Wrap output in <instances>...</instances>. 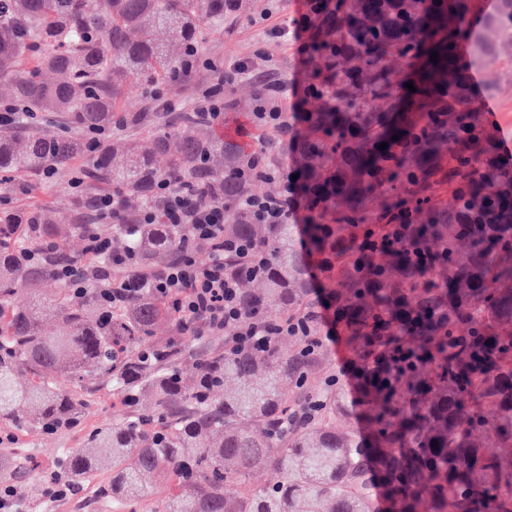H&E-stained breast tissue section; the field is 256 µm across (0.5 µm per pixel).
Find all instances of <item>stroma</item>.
<instances>
[{
	"instance_id": "1",
	"label": "stroma",
	"mask_w": 512,
	"mask_h": 512,
	"mask_svg": "<svg viewBox=\"0 0 512 512\" xmlns=\"http://www.w3.org/2000/svg\"><path fill=\"white\" fill-rule=\"evenodd\" d=\"M504 0H471L467 15V25L472 33L470 40L459 42L457 54L471 60L470 73L475 79L473 93L477 103L488 104L484 119L495 129L496 135L512 134V54L496 52L494 55L479 57L477 45L481 42L496 41L497 36L490 24L498 16ZM266 6V0H239L238 18L234 23L220 19L207 18L200 24V53L215 63H227L241 58H252L265 51L268 61L262 62V69L273 68L285 80H294L299 70V43L293 42L285 47L266 43L255 28L248 24L250 16L258 14ZM160 91L171 98L177 108L172 116L157 115L155 123L161 127L182 125V113L191 111L192 101L182 81L167 79L155 84L140 80H131L123 90L122 99L125 111H144L147 97L151 91ZM255 87L248 82H238L226 87L224 99L226 110L224 121L218 131L225 141L234 142L245 149H255L266 137L264 131L255 129L249 115L253 108ZM88 165L87 158H78L67 169L57 172L52 180H45L36 174L26 179H0V209L12 211L57 210L68 213L72 220L89 224L93 218L88 212L77 209L73 201L77 195L72 186L73 177L82 175ZM321 367L325 372L336 375V390L343 397L347 409V423L355 434H362L363 428L358 419L356 393L352 376L342 374L341 368L349 358L344 345L328 343L320 350ZM82 442L79 431L61 433L46 437L35 433L16 434L13 443L0 445V483H10L11 477L7 461L14 449L27 450L44 464L37 471L36 480L47 476L45 467L55 459L59 449L77 448Z\"/></svg>"
}]
</instances>
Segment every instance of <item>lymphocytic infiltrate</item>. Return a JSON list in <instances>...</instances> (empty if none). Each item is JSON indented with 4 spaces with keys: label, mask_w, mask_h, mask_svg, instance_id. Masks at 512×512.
I'll list each match as a JSON object with an SVG mask.
<instances>
[{
    "label": "lymphocytic infiltrate",
    "mask_w": 512,
    "mask_h": 512,
    "mask_svg": "<svg viewBox=\"0 0 512 512\" xmlns=\"http://www.w3.org/2000/svg\"><path fill=\"white\" fill-rule=\"evenodd\" d=\"M281 0H269L266 8L249 20L266 41L285 45L289 41H306L313 34V17L317 0H305L306 10L291 22L278 23ZM209 69L211 81L194 84L192 100L194 116L203 124L214 125L224 119V90L240 81L256 84L255 103L250 114L252 124L280 137H298L299 128L288 120L289 112L301 111L313 97L308 68H301L294 84H287L276 75H257L250 59H238L227 66L213 64L201 58L195 48L185 52L178 75L182 81L192 82L199 68ZM229 181L246 185L255 180L276 181L281 190L275 195L244 193L237 197L239 213L253 224H288L298 220L301 205L287 167L271 161L266 152H251L228 175ZM102 222L115 224H154L164 222L181 226L184 242L173 257L158 271L140 277L134 253L117 251L112 238L104 232L88 236L81 267L72 262H58L55 276L72 288L80 297L89 290L99 291L103 300L112 306L126 304L142 289H149L156 297L167 301L175 314L182 318L185 330L192 335L218 333L224 337L225 347L252 349L274 336H306L304 318L284 317L277 320L248 317L242 310L238 281L225 276L224 261L234 257L243 273L258 269L265 254L255 243L228 238L224 235L226 208L223 200L215 198L205 185L184 183L177 179L160 180L154 187L151 202L135 212H128L117 192L96 197L90 204ZM208 248L209 258L200 261L197 251ZM108 259L110 268L100 266V259ZM317 318L326 326V334L306 336L307 351L321 348L324 341L339 338L336 311L322 308Z\"/></svg>",
    "instance_id": "1"
}]
</instances>
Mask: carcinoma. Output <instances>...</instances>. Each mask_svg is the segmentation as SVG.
<instances>
[{
    "mask_svg": "<svg viewBox=\"0 0 512 512\" xmlns=\"http://www.w3.org/2000/svg\"><path fill=\"white\" fill-rule=\"evenodd\" d=\"M469 8L459 0L447 16L437 0H324L321 17L336 26H321L307 57L314 86L338 106L313 100L301 113L306 222L250 224L231 210L224 224V235L268 256L248 274L224 265L245 312L309 316L325 302L337 310L364 437L347 429L330 377L309 381L319 354L301 337L289 356L275 338L211 351L188 381L180 341L155 342L178 332L179 318L149 290L119 308L94 290L39 293L31 284L54 271L30 265L27 250L45 241L59 249L90 231L55 211L32 224L27 215L21 225L0 220V423L40 435L77 430L91 392L109 391L112 420L62 451L54 470L76 489L102 477L112 512H134L159 484V512H512V165L487 163L495 135L465 82L468 61L454 54L469 36ZM208 15H224V0H0V83L27 113L105 126L127 82L179 70ZM360 76L383 111H361L351 85ZM126 122L138 136L91 159L94 181L118 187L126 203L148 204L168 177L203 183L226 202L241 191L225 180L241 152L215 132L193 122L157 128L142 112ZM87 153L76 134L0 132V173L11 177ZM459 213L477 226L448 241ZM388 224L412 225L435 257L427 284L408 250L368 247ZM112 237L144 274L183 239L161 221L119 224ZM314 261L324 270L320 297ZM47 317L53 336L42 332ZM265 468L274 480L252 486L249 475ZM34 469L14 452L11 478L25 483ZM231 483L238 491L228 497Z\"/></svg>",
    "mask_w": 512,
    "mask_h": 512,
    "instance_id": "carcinoma-1",
    "label": "carcinoma"
}]
</instances>
